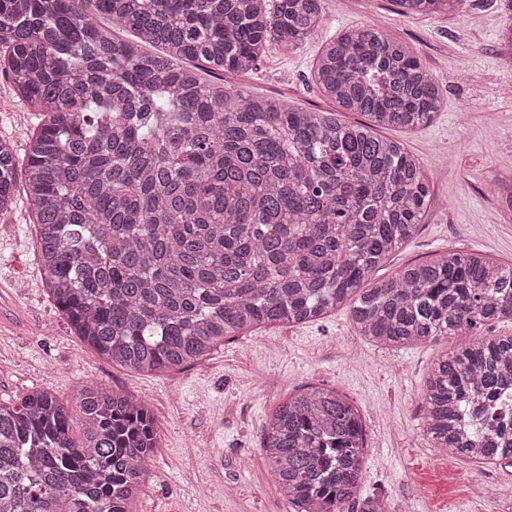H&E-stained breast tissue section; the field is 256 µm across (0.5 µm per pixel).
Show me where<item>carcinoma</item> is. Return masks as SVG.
<instances>
[{
  "mask_svg": "<svg viewBox=\"0 0 512 512\" xmlns=\"http://www.w3.org/2000/svg\"><path fill=\"white\" fill-rule=\"evenodd\" d=\"M459 2L396 0L405 16ZM322 13L323 0H0V72L45 117L23 169L0 140V214L23 175L47 290L84 342L135 371L177 370L228 337L347 303L359 335L386 348L469 333L426 381L427 435L476 464L512 459V336L482 333L512 320V264L452 250L373 278L429 197L416 160L377 134L424 127L443 106L413 48L374 26L323 46L313 80L357 123L198 74L250 71L267 44L309 40ZM263 433L293 512L356 501L364 428L336 390L288 397ZM157 447L130 394L85 384L70 410L33 391L0 405V512H129Z\"/></svg>",
  "mask_w": 512,
  "mask_h": 512,
  "instance_id": "carcinoma-1",
  "label": "carcinoma"
}]
</instances>
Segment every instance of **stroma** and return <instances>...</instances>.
I'll return each instance as SVG.
<instances>
[{"label": "stroma", "mask_w": 512, "mask_h": 512, "mask_svg": "<svg viewBox=\"0 0 512 512\" xmlns=\"http://www.w3.org/2000/svg\"><path fill=\"white\" fill-rule=\"evenodd\" d=\"M502 0H469L460 13L405 17L394 0H324L320 27L299 47L269 43L256 68L225 85L305 110L335 104L311 79L323 45L375 25L413 47L445 94L433 122L385 129L417 160L429 189L416 234L376 278L449 250L512 263V64L496 52L512 20ZM0 139L17 159L43 118L0 74ZM462 336L387 349L359 336L350 312L297 326L241 333L204 360L166 373L132 371L101 358L75 335L44 286L35 215L23 189L0 215V404L20 406L34 390L74 406L80 385L121 389L154 415L158 447L132 512H291L264 460L262 427L279 404L308 385L346 395L365 427L362 494H383L390 512H512V465H477L433 448L425 434V380Z\"/></svg>", "instance_id": "1"}]
</instances>
